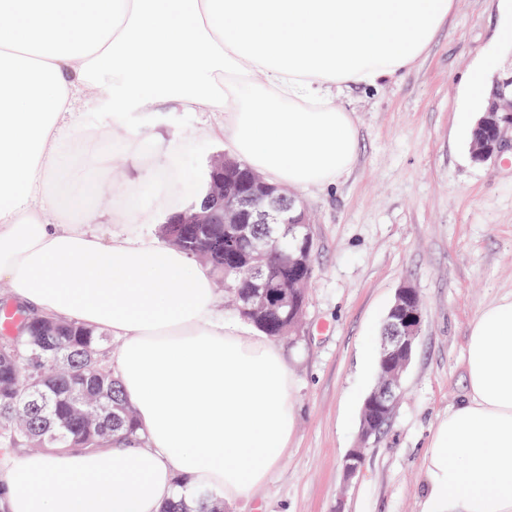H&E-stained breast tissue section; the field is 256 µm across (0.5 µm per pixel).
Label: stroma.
<instances>
[{"mask_svg":"<svg viewBox=\"0 0 512 512\" xmlns=\"http://www.w3.org/2000/svg\"><path fill=\"white\" fill-rule=\"evenodd\" d=\"M512 70V0H454L428 51L402 75L338 98L358 135L352 169L336 187L299 191L313 224L315 275L301 335L280 341L293 380L295 429L253 500L225 512H421L422 457L437 423L466 394L469 328L512 293V152L471 158L476 72ZM94 98L90 129L127 126L184 142L182 165L204 178L229 142L205 136L212 112L167 103L115 120ZM422 302L419 341L385 431L345 479L341 460L359 443L373 387L379 328L401 285Z\"/></svg>","mask_w":512,"mask_h":512,"instance_id":"obj_1","label":"stroma"}]
</instances>
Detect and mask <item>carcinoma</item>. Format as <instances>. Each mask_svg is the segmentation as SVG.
<instances>
[{
    "label": "carcinoma",
    "instance_id": "1",
    "mask_svg": "<svg viewBox=\"0 0 512 512\" xmlns=\"http://www.w3.org/2000/svg\"><path fill=\"white\" fill-rule=\"evenodd\" d=\"M191 224H163L164 242L183 247L193 236ZM206 261L224 285L239 316L273 339L304 318L306 289L295 288L294 311H256L248 287V248L224 255L220 229L205 231ZM15 333L0 338V448L85 450L144 448L135 412L123 398L119 380L106 357L108 338L77 321H54L17 310ZM163 512H224V501L210 493L193 502H169Z\"/></svg>",
    "mask_w": 512,
    "mask_h": 512
}]
</instances>
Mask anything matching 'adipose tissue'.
<instances>
[{
  "instance_id": "adipose-tissue-1",
  "label": "adipose tissue",
  "mask_w": 512,
  "mask_h": 512,
  "mask_svg": "<svg viewBox=\"0 0 512 512\" xmlns=\"http://www.w3.org/2000/svg\"><path fill=\"white\" fill-rule=\"evenodd\" d=\"M453 0H0V280L14 306L120 339L114 358L147 445L0 449L9 512H161L198 489L228 502L265 482L293 431L278 346L220 315L213 274L148 235L88 231L134 159L169 212L204 188L182 142L82 127L96 84L116 110L172 100L217 112L213 135L267 176L328 188L358 148L338 93L410 67ZM138 189L111 223L152 224ZM422 512H512V294L473 320L467 395L424 458ZM53 485L44 495L39 483Z\"/></svg>"
}]
</instances>
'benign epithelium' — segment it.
I'll use <instances>...</instances> for the list:
<instances>
[{
    "instance_id": "benign-epithelium-1",
    "label": "benign epithelium",
    "mask_w": 512,
    "mask_h": 512,
    "mask_svg": "<svg viewBox=\"0 0 512 512\" xmlns=\"http://www.w3.org/2000/svg\"><path fill=\"white\" fill-rule=\"evenodd\" d=\"M484 115L478 126L486 129L487 144L472 152L474 160L487 163L512 150V73L496 77ZM236 169L234 160L224 153L211 158L205 197L184 211L180 217L168 216V224H234L235 232L226 237V251L232 252L245 240L256 253L279 250L284 238H300L310 248L315 241L304 209L284 189L277 188L258 172L250 175L243 190H231L226 176ZM274 224V235L266 242L251 239L248 225ZM255 300L260 305L284 307L288 305V291L266 279L259 267H254ZM397 311L394 314L392 335L381 344V360L391 366L390 380L374 390L364 403V411L378 410L392 415L402 391V378L419 339L422 308L416 291L402 286L395 295ZM373 428L360 434V446L350 449L342 459V470L348 479L361 471L357 460L367 449Z\"/></svg>"
}]
</instances>
